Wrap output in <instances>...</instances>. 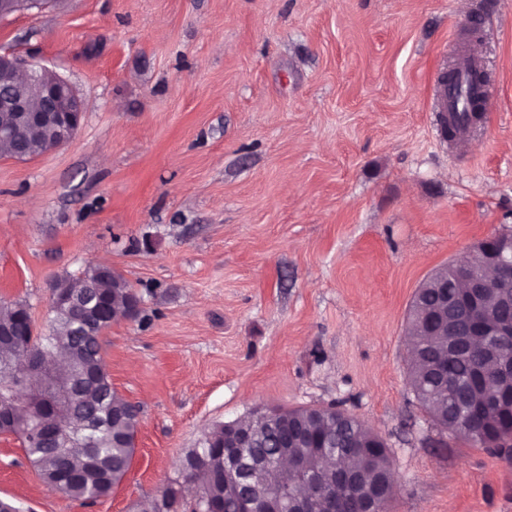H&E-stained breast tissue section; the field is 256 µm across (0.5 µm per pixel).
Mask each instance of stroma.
I'll list each match as a JSON object with an SVG mask.
<instances>
[{"instance_id": "1", "label": "stroma", "mask_w": 512, "mask_h": 512, "mask_svg": "<svg viewBox=\"0 0 512 512\" xmlns=\"http://www.w3.org/2000/svg\"><path fill=\"white\" fill-rule=\"evenodd\" d=\"M498 91L447 138L459 49ZM81 96L73 143L0 156V301L42 325L55 282L106 264L142 301L102 335L140 408L125 479L50 489L0 434L22 512H135L185 452L266 402L346 409L390 448L388 512H512V462L433 423L407 311L436 269L512 233V0H58L0 21Z\"/></svg>"}]
</instances>
